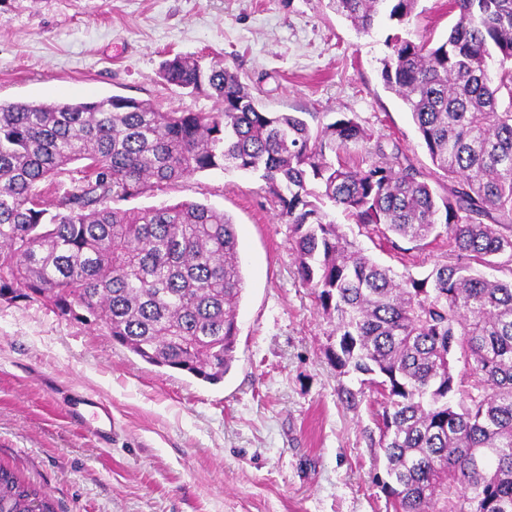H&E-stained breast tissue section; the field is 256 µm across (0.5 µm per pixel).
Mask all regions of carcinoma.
<instances>
[{
    "label": "carcinoma",
    "instance_id": "cac0c4a2",
    "mask_svg": "<svg viewBox=\"0 0 512 512\" xmlns=\"http://www.w3.org/2000/svg\"><path fill=\"white\" fill-rule=\"evenodd\" d=\"M326 0L368 33L381 7ZM434 43L388 37L381 78L408 107L441 190L398 146L346 115L268 112L237 72L175 55L161 79L222 112H168L121 95L0 103V301H43L158 367L217 384L235 359L244 290L235 224L211 205L117 203L221 169L259 176L289 225L297 276L335 323V366L385 399L378 479L393 512H512V0H452ZM365 157L351 163L350 149ZM387 241L448 239L453 264L398 276L329 209ZM463 359L471 389L455 380ZM55 512L0 466V512Z\"/></svg>",
    "mask_w": 512,
    "mask_h": 512
}]
</instances>
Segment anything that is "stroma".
<instances>
[{
  "label": "stroma",
  "mask_w": 512,
  "mask_h": 512,
  "mask_svg": "<svg viewBox=\"0 0 512 512\" xmlns=\"http://www.w3.org/2000/svg\"><path fill=\"white\" fill-rule=\"evenodd\" d=\"M450 0H419L413 37L444 38ZM380 23L357 33L322 0H0V102L118 94L162 110L216 112L159 76L166 58L217 56L272 112L353 117L439 186L402 101L380 76ZM199 201L234 221L245 290L236 359L212 385L146 363L108 333L41 301L0 303V465L56 512H390L376 485L383 399L332 361L336 340L296 276L290 230L258 178L213 170L129 200ZM333 218L377 262L423 275L448 245L408 252ZM112 408L111 445L65 416L71 390Z\"/></svg>",
  "instance_id": "stroma-1"
}]
</instances>
